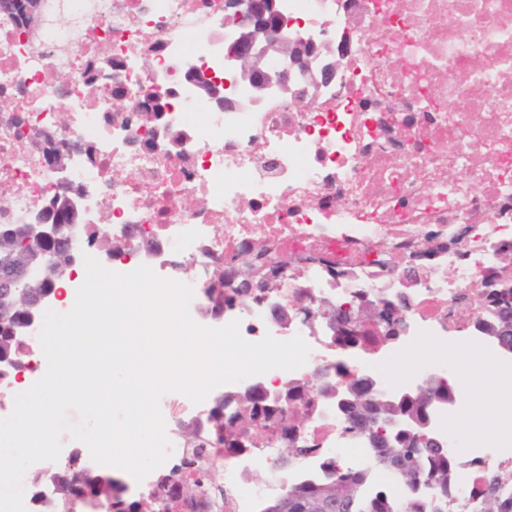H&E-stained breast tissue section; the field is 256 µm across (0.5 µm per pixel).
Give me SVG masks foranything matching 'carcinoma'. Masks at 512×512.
<instances>
[{
	"label": "carcinoma",
	"mask_w": 512,
	"mask_h": 512,
	"mask_svg": "<svg viewBox=\"0 0 512 512\" xmlns=\"http://www.w3.org/2000/svg\"><path fill=\"white\" fill-rule=\"evenodd\" d=\"M6 229L14 230V234L7 243L0 244V261L10 258L20 264L32 258V246L18 232V225H0V231ZM100 246L117 254L125 253V244L121 240L112 239L104 243L95 233L87 237V247ZM265 255L266 251L262 249L244 261L242 274L233 284L225 283L221 273L213 277L205 293L216 301L212 311L223 312L224 306L232 305L237 298H258L260 289L250 287L248 280L252 279V268L263 266ZM484 287L487 291L483 306L488 309V316L482 318L480 328L484 336L497 345L501 339L502 319L512 315V310L507 308L508 298L512 297V279H503L495 274L484 282ZM376 304L383 306V310L382 319L372 322L374 330L367 331L361 327L356 334L337 337L336 343L372 354L379 346L398 340L404 328L400 314L407 306L406 296H381ZM17 317L15 311L0 314V358L6 354L14 358L22 350V338L10 335L8 330ZM337 374L341 380L333 391L322 388L320 392L329 397L347 398L341 411L353 424L364 428L361 440L374 456V467L387 473L400 492L379 486L370 494L367 492L368 472L345 468L331 460L324 465L321 478L286 484L276 498L261 504L259 512H317V505L321 502L337 504L342 512H447L448 491L454 479L448 449L422 439L418 432L428 420L436 419L435 412L425 409L426 401H434L439 409L453 405L456 392L448 386V381L436 380L431 387L410 395L402 391L397 401L388 403L376 393V376L362 373L351 377L342 364L337 366ZM281 392L283 399L274 407L259 395L238 394L232 398L225 395L214 401L207 423L218 442L224 445L225 453L241 452L240 437L252 434L260 427L274 430L281 436L294 432L285 424L286 413L289 406L302 402V398L308 395V389L300 383L287 382ZM390 415L413 419V427L398 437L378 434L372 423L373 417ZM57 481L62 488L57 507L59 512L64 502L77 498L98 500L108 507V512H161L167 508L165 498L157 491L152 493L150 500L120 499L114 496L113 491L103 490L98 479L83 476V472L70 463L57 472ZM497 485L495 476H485L484 486L478 490L480 512H512V496L499 494Z\"/></svg>",
	"instance_id": "carcinoma-1"
}]
</instances>
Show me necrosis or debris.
Segmentation results:
<instances>
[{"label": "necrosis or debris", "mask_w": 512, "mask_h": 512, "mask_svg": "<svg viewBox=\"0 0 512 512\" xmlns=\"http://www.w3.org/2000/svg\"><path fill=\"white\" fill-rule=\"evenodd\" d=\"M281 0L284 33L317 43L351 31V47L335 82L312 92L297 75L290 91L272 90L257 105L224 61V0H45L38 35L0 17V224H21L41 209L59 178L89 187L87 232L111 225L116 238L159 242L153 259L116 265L129 273L148 265L178 279L188 264L218 274L253 243L268 246L267 266L293 258L299 276L270 282L261 300H243L221 316L204 294L190 304L206 327L239 321L249 342L302 337L306 364L274 369L264 383L311 381L318 369L349 364L381 375L393 347L373 362L336 344L322 326L290 319L273 324L267 306L317 308L349 303L354 293L408 292L406 342L456 341L458 308H479L483 281L512 270V0ZM198 71L223 85L234 105L199 98L188 80ZM204 124H192L197 113ZM55 130L62 143L88 145L65 176L51 172L29 133ZM443 248L429 270L410 279L413 256L428 236ZM299 427L307 454L287 471L272 454L239 453L200 437V468L184 424L206 419L212 399L193 403L165 394L160 409L171 456L145 478L164 484L169 512H255L286 482L322 473L325 459L366 470L370 455L343 436L334 402L310 393ZM471 434L443 439L461 474L448 512H473L482 473L512 495V452L476 446ZM478 454L483 471L471 470ZM268 469L264 482L251 468ZM219 472L214 495L187 497L185 483Z\"/></svg>", "instance_id": "obj_1"}]
</instances>
